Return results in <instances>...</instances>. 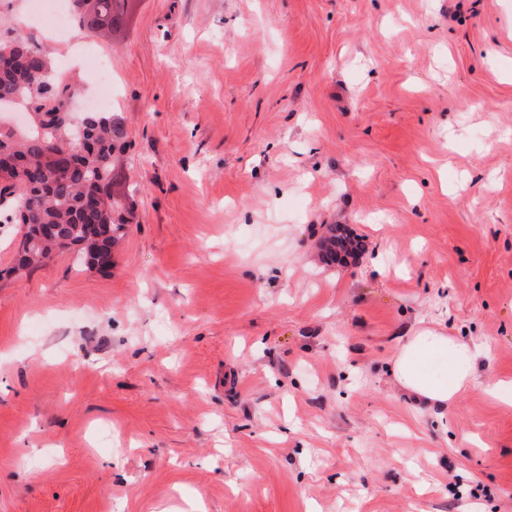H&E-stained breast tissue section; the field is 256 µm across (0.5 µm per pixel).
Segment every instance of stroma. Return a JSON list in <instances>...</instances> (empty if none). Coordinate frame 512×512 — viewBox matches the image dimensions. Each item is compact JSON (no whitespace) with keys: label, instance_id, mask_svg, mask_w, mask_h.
Here are the masks:
<instances>
[{"label":"stroma","instance_id":"obj_1","mask_svg":"<svg viewBox=\"0 0 512 512\" xmlns=\"http://www.w3.org/2000/svg\"><path fill=\"white\" fill-rule=\"evenodd\" d=\"M28 2L109 58L134 206L0 279V512H512V0ZM426 328L484 349L445 410L390 371ZM133 0H95V9L87 11L83 0H70L72 16L79 23L100 35L114 36L126 23Z\"/></svg>","mask_w":512,"mask_h":512}]
</instances>
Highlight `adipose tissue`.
Masks as SVG:
<instances>
[{
	"label": "adipose tissue",
	"mask_w": 512,
	"mask_h": 512,
	"mask_svg": "<svg viewBox=\"0 0 512 512\" xmlns=\"http://www.w3.org/2000/svg\"><path fill=\"white\" fill-rule=\"evenodd\" d=\"M480 350L432 329L406 337L394 360L398 384L428 406L448 407L473 380ZM442 374H435L434 366Z\"/></svg>",
	"instance_id": "adipose-tissue-1"
}]
</instances>
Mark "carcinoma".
<instances>
[{
  "label": "carcinoma",
  "mask_w": 512,
  "mask_h": 512,
  "mask_svg": "<svg viewBox=\"0 0 512 512\" xmlns=\"http://www.w3.org/2000/svg\"><path fill=\"white\" fill-rule=\"evenodd\" d=\"M70 2L82 26L106 35L124 27L132 0H95L91 11L83 0ZM10 46L32 84H18L13 71L0 70V105L27 100L33 117L21 136L0 134L4 148L20 160L0 183V215L30 226L29 246L6 272L39 265L64 247L77 248L80 266L105 270L127 225L115 200L122 180L115 159L125 149L120 123L91 112L82 129L74 127L67 109L73 88L43 78L49 72L47 51L23 36L0 38V48ZM329 236L354 252L360 248L339 224L329 228Z\"/></svg>",
  "instance_id": "cac0c4a2"
}]
</instances>
